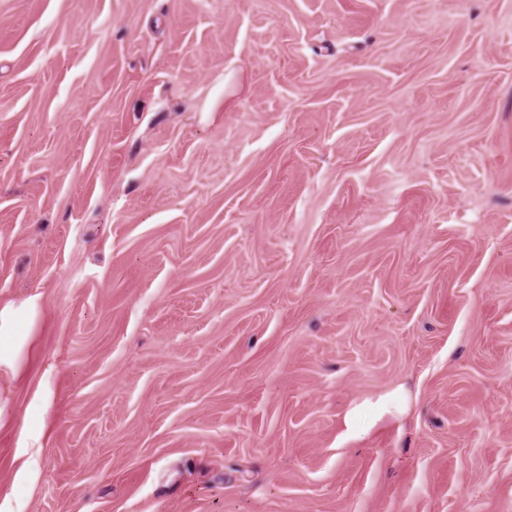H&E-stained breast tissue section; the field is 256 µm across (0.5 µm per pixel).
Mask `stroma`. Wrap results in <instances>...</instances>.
<instances>
[{"instance_id":"1","label":"stroma","mask_w":512,"mask_h":512,"mask_svg":"<svg viewBox=\"0 0 512 512\" xmlns=\"http://www.w3.org/2000/svg\"><path fill=\"white\" fill-rule=\"evenodd\" d=\"M30 302L0 512H512V0H0ZM408 411V403L401 387L393 389L376 400H365L350 407L345 415L348 434L360 436L365 432L364 425L374 422L385 415L404 416Z\"/></svg>"}]
</instances>
